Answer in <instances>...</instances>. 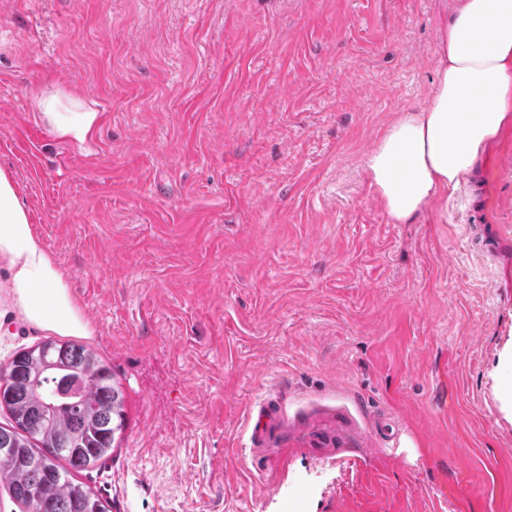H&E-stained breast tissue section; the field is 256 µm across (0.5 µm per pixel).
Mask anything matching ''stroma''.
<instances>
[{
  "instance_id": "35a3bbf8",
  "label": "stroma",
  "mask_w": 512,
  "mask_h": 512,
  "mask_svg": "<svg viewBox=\"0 0 512 512\" xmlns=\"http://www.w3.org/2000/svg\"><path fill=\"white\" fill-rule=\"evenodd\" d=\"M452 6L0 0V169L123 394L79 476L111 512H512V122L479 194L402 223L364 168ZM57 91L89 146L43 120ZM8 278L0 366L47 337ZM37 105L46 121L63 137L84 143L96 121V111L80 98L60 93H44ZM496 373L499 379L497 397L502 410L510 417L512 415V344L506 346L501 353Z\"/></svg>"
}]
</instances>
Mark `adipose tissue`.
Wrapping results in <instances>:
<instances>
[{
    "label": "adipose tissue",
    "instance_id": "1",
    "mask_svg": "<svg viewBox=\"0 0 512 512\" xmlns=\"http://www.w3.org/2000/svg\"><path fill=\"white\" fill-rule=\"evenodd\" d=\"M428 104L396 120L366 155L385 210L402 222L470 175L486 143L512 119V0H456L443 25ZM37 105L63 137L84 142L96 112L80 98L45 93ZM0 257L29 323L60 336H88L65 273L39 245L13 180L0 170Z\"/></svg>",
    "mask_w": 512,
    "mask_h": 512
}]
</instances>
